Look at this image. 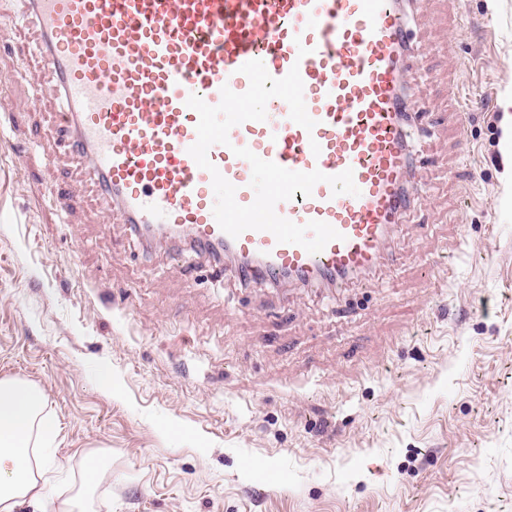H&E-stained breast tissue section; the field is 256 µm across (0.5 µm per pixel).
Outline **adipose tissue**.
<instances>
[{
  "instance_id": "1",
  "label": "adipose tissue",
  "mask_w": 512,
  "mask_h": 512,
  "mask_svg": "<svg viewBox=\"0 0 512 512\" xmlns=\"http://www.w3.org/2000/svg\"><path fill=\"white\" fill-rule=\"evenodd\" d=\"M60 433L36 385L0 379V512H15L27 502L39 512H54L43 477Z\"/></svg>"
}]
</instances>
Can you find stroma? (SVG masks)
<instances>
[{
    "label": "stroma",
    "instance_id": "stroma-1",
    "mask_svg": "<svg viewBox=\"0 0 512 512\" xmlns=\"http://www.w3.org/2000/svg\"><path fill=\"white\" fill-rule=\"evenodd\" d=\"M21 0H0V377L87 512H512V0H418V197L394 265L241 287L108 223ZM72 200L59 214L48 188ZM101 480L83 492L85 463Z\"/></svg>",
    "mask_w": 512,
    "mask_h": 512
}]
</instances>
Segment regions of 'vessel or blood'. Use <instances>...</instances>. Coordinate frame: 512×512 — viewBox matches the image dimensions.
<instances>
[{"label": "vessel or blood", "instance_id": "b4317fda", "mask_svg": "<svg viewBox=\"0 0 512 512\" xmlns=\"http://www.w3.org/2000/svg\"><path fill=\"white\" fill-rule=\"evenodd\" d=\"M415 0H30L37 52L61 98L67 146L89 166L108 218L140 236L223 252L239 282L344 288L390 264L389 240L417 196L412 134L421 115L410 83ZM306 55H299V48ZM261 60L284 77L298 68L313 130L286 102L229 132L208 157L255 199L249 148L299 172L352 170L358 195L317 183L279 202L281 217L328 223L340 239L317 253L268 231L226 234L214 215L211 170L189 153L197 139L190 95L219 104L222 86L245 92L240 68Z\"/></svg>", "mask_w": 512, "mask_h": 512}]
</instances>
